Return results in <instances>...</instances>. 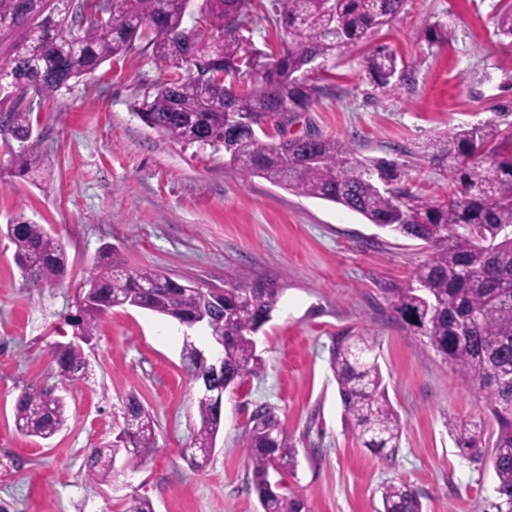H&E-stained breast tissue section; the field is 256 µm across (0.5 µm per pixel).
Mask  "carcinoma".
<instances>
[{
    "label": "carcinoma",
    "instance_id": "cac0c4a2",
    "mask_svg": "<svg viewBox=\"0 0 512 512\" xmlns=\"http://www.w3.org/2000/svg\"><path fill=\"white\" fill-rule=\"evenodd\" d=\"M210 35L201 39L183 26L192 3ZM404 0H272L273 15L260 14L255 0H0V33L11 32L0 51V84L13 94L0 100V132L23 144L33 132L28 97L50 96L103 63L152 49L170 72L138 104L145 125L183 145L224 149L232 165H243L292 192L336 203L389 232L431 250L413 282L386 288L392 310L416 329L436 354L481 393L496 423L489 457L481 437L465 422L449 423L457 448L471 462L489 461L497 478L498 512H512V131L494 120L464 124L436 146L429 160L446 173L444 199L426 200L393 186L400 166L383 159H358L342 140L299 137L283 141L261 124L281 112H305L324 87L309 78L317 60L367 42L402 9ZM109 13L102 25L90 8ZM290 37L279 51L246 47L244 33L262 22ZM496 34L512 39V8L495 22ZM374 88L388 95L415 84L414 72L384 45L362 56ZM21 171L41 166L33 152L13 157ZM13 259L35 286L62 281L69 261L62 242L42 224L15 218L6 225ZM280 289L267 282L207 288L184 284L150 268L128 270L105 249L97 271L78 290L73 335L91 339L100 317L116 306L148 310L185 327L200 325L224 338V372L215 377L227 392L256 374V335L270 321ZM376 343L363 334L333 340L330 367L343 419L363 446L385 459L400 448L402 424L391 405ZM59 375L73 381L86 369L80 347L54 344ZM199 349L185 345V368L193 381L206 369ZM199 427L184 457L193 468L209 460L222 425V411L198 398ZM66 422V402L47 389L22 391L15 423L24 435L49 439ZM156 422L135 397L124 427L110 448H92L85 478H116L117 456L144 460L157 448ZM247 486L262 512H313L285 484L298 465L295 439L273 408L260 404L247 422ZM381 512H423L421 494L406 482L382 492Z\"/></svg>",
    "mask_w": 512,
    "mask_h": 512
}]
</instances>
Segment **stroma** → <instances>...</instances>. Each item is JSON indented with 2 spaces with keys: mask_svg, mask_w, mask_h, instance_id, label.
<instances>
[{
  "mask_svg": "<svg viewBox=\"0 0 512 512\" xmlns=\"http://www.w3.org/2000/svg\"><path fill=\"white\" fill-rule=\"evenodd\" d=\"M511 4L405 0L372 42L414 67V86L381 94L362 72L360 52L334 55L326 91L289 136L336 137L358 158L403 162L402 183L427 198L445 196V175L423 157L429 143L492 117L512 126V113L502 110L512 103V48L494 33L496 15ZM437 24L451 31L448 44L428 43ZM167 76L147 52L106 62L35 105L28 147L44 160L38 172L15 173L18 144L0 134V229L25 214L59 238L69 257L63 283L32 286L0 232V507L126 512L145 496L154 512H259L246 485L243 440L249 415L265 403L294 436L298 467L288 485L313 512H379L381 492L394 481L419 491L424 512H497L492 466L461 457L448 429L465 421L493 443L497 426L484 399L383 293L407 285L429 250L148 127L135 104ZM106 248L127 269L220 287L267 280L281 290L256 338L260 368L225 394L224 425L202 468L182 455L199 424L198 388L183 368V350L189 338L209 347L208 331L190 334L164 316L115 307L83 347L84 377L63 383L55 374L50 348L70 340L65 319L77 288ZM347 331L375 339L403 425L393 458L364 448L344 423L329 348ZM28 387L67 401L66 425L51 439L16 429L15 400ZM132 396L154 416L156 452L143 461L118 458L113 481H87L89 449L111 444Z\"/></svg>",
  "mask_w": 512,
  "mask_h": 512,
  "instance_id": "stroma-1",
  "label": "stroma"
}]
</instances>
